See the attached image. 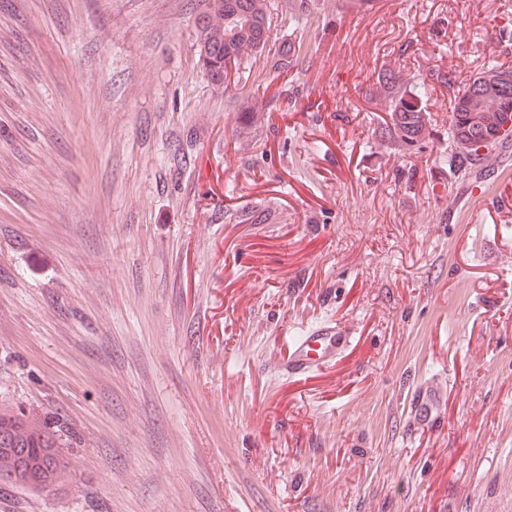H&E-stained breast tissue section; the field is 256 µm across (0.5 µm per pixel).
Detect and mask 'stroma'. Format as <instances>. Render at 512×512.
I'll return each mask as SVG.
<instances>
[{"instance_id": "stroma-1", "label": "stroma", "mask_w": 512, "mask_h": 512, "mask_svg": "<svg viewBox=\"0 0 512 512\" xmlns=\"http://www.w3.org/2000/svg\"><path fill=\"white\" fill-rule=\"evenodd\" d=\"M199 6L0 0V403L73 456L0 512H512V148L464 175L448 138L512 0H268L220 88ZM392 67L429 87L407 152ZM326 322L356 345L282 376ZM410 83V84H409ZM376 90L384 94L389 122L379 128L382 138L392 141L402 151L412 150L430 137L424 101L425 83L402 81L392 69H383L377 76Z\"/></svg>"}]
</instances>
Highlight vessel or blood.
<instances>
[{"label":"vessel or blood","instance_id":"1","mask_svg":"<svg viewBox=\"0 0 512 512\" xmlns=\"http://www.w3.org/2000/svg\"><path fill=\"white\" fill-rule=\"evenodd\" d=\"M352 342L350 332L341 324H320L292 337L283 369L289 378H308L314 369L337 358Z\"/></svg>","mask_w":512,"mask_h":512}]
</instances>
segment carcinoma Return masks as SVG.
<instances>
[{"label":"carcinoma","instance_id":"cac0c4a2","mask_svg":"<svg viewBox=\"0 0 512 512\" xmlns=\"http://www.w3.org/2000/svg\"><path fill=\"white\" fill-rule=\"evenodd\" d=\"M267 11V0H203L199 12L202 23L196 36L199 52L211 60L205 75L212 85L224 86L229 68L264 50L269 38ZM487 71L506 77L508 84L496 90L480 83L476 76L454 98L449 134L459 151L450 158V164L458 170L472 168L480 149L503 145L512 137V69L492 64ZM376 90L384 94L389 114V122L379 128L381 137L402 151L429 139L425 84L403 81L395 70L383 69L377 76ZM478 111L495 116V125L468 124L469 113ZM5 448L26 451L32 471L25 489L30 491L56 490L71 468V457L63 450L54 423L36 413L0 405L1 472L15 468V458L3 452Z\"/></svg>","mask_w":512,"mask_h":512}]
</instances>
